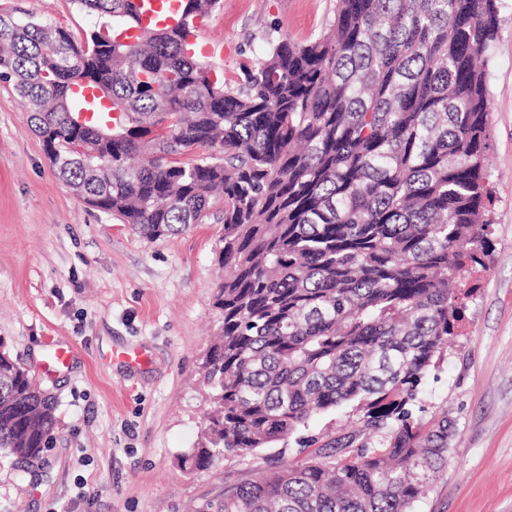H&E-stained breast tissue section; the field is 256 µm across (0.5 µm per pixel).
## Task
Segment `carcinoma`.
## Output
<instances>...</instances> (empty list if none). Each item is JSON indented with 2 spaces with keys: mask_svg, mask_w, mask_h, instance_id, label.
<instances>
[{
  "mask_svg": "<svg viewBox=\"0 0 512 512\" xmlns=\"http://www.w3.org/2000/svg\"><path fill=\"white\" fill-rule=\"evenodd\" d=\"M116 26L67 30L0 16L9 84L58 177L148 240L219 202L221 325L205 378L213 412L193 469L294 440L308 459L224 488L218 512H414L448 465L456 421L425 415L424 380L486 268L485 64L498 0H336L307 44L270 40L236 87L192 51L193 20L137 41L132 0H73ZM88 79L112 104L73 90ZM117 124L112 137L97 130ZM196 147L209 155L179 157ZM349 410L320 442L313 417ZM55 404L0 352V454L49 450Z\"/></svg>",
  "mask_w": 512,
  "mask_h": 512,
  "instance_id": "cac0c4a2",
  "label": "carcinoma"
}]
</instances>
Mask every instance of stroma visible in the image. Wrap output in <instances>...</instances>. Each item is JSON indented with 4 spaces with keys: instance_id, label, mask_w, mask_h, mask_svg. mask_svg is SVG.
<instances>
[{
    "instance_id": "35a3bbf8",
    "label": "stroma",
    "mask_w": 512,
    "mask_h": 512,
    "mask_svg": "<svg viewBox=\"0 0 512 512\" xmlns=\"http://www.w3.org/2000/svg\"><path fill=\"white\" fill-rule=\"evenodd\" d=\"M335 5L221 0L196 35L233 86L269 40L318 36ZM0 14L78 38L107 23L72 0H0ZM487 82L492 249L463 336L422 386L429 409L448 407L457 432L416 512H512V0H501ZM222 235L209 219L150 241L84 203L0 82V347L54 397L58 417L41 458L0 455V512H201L226 485L296 461L293 446L279 444L201 470L183 462L210 411L203 362L221 321ZM56 342L70 347V365L44 372Z\"/></svg>"
}]
</instances>
